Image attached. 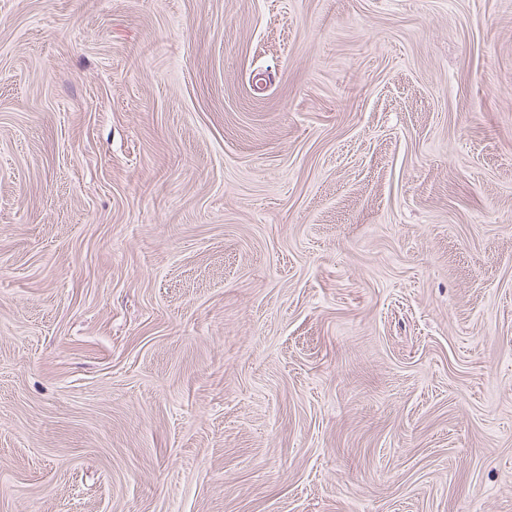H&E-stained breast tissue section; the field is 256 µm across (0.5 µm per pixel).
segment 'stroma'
<instances>
[{
    "label": "stroma",
    "instance_id": "1",
    "mask_svg": "<svg viewBox=\"0 0 512 512\" xmlns=\"http://www.w3.org/2000/svg\"><path fill=\"white\" fill-rule=\"evenodd\" d=\"M0 512H512V0H0Z\"/></svg>",
    "mask_w": 512,
    "mask_h": 512
}]
</instances>
